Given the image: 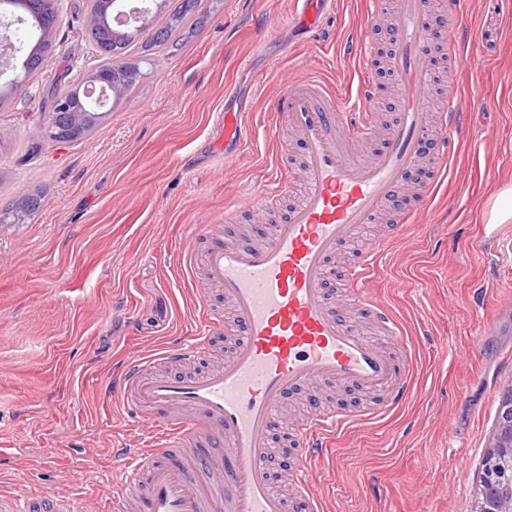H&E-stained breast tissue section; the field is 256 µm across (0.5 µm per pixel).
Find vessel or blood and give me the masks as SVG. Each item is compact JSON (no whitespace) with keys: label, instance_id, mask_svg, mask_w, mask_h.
Wrapping results in <instances>:
<instances>
[{"label":"vessel or blood","instance_id":"vessel-or-blood-1","mask_svg":"<svg viewBox=\"0 0 512 512\" xmlns=\"http://www.w3.org/2000/svg\"><path fill=\"white\" fill-rule=\"evenodd\" d=\"M449 32L444 57L449 70L461 63L456 35L468 28L463 0H436ZM384 64L399 92L395 117L371 161L358 149L371 135L379 109L374 83H366L357 111L319 82L283 81L276 99L281 120L303 151L304 189L284 223L260 244L225 240V229L204 227L205 246L186 255L184 273L203 269L223 293L239 336L220 366L170 376L150 370L153 360L198 359L223 327L205 297L197 308L201 336L173 344L157 358L127 363L113 389L125 407L150 418L165 433L160 448H125L130 486L145 483L139 512H288L267 472L270 437L283 398L313 385L347 386L384 393L383 408L405 400L410 371L402 348L367 339L349 316L324 295L330 261L359 229L385 212L398 224L372 247L355 250L345 283L346 298L361 306L389 337L397 335L392 309L366 298L385 248L409 213L400 203L408 175L427 144L461 133L464 119L455 78L443 88V110L431 124L427 97L431 76L426 53L434 30L424 0H392L387 14ZM225 150L240 151L247 134L240 113L216 116ZM345 415L315 411L295 427L299 468L296 483L307 488L308 467L321 457ZM0 512H74L68 498L0 492Z\"/></svg>","mask_w":512,"mask_h":512}]
</instances>
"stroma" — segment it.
Here are the masks:
<instances>
[{
  "label": "stroma",
  "instance_id": "stroma-1",
  "mask_svg": "<svg viewBox=\"0 0 512 512\" xmlns=\"http://www.w3.org/2000/svg\"><path fill=\"white\" fill-rule=\"evenodd\" d=\"M88 0H60L55 50L33 82L0 101V211L39 189L40 211L0 222V489L64 495L93 512L119 470L113 449L151 443V422L113 400L127 361L195 335L197 294L224 298L183 276L185 248L203 225L232 216V242H261L297 193L268 211L238 214L273 181L277 155L302 182L301 150L275 112L282 80L317 78L348 101L363 79L378 89L376 137L396 89L377 59L387 32L375 23L368 53L344 67L336 50L355 38L373 0H328L309 33L294 27L300 0H200L179 44L143 57L136 90L85 139L37 134L57 88L84 83L98 61L84 35ZM477 57L456 72L465 113L449 144L447 176L426 210L404 225L367 284L391 305L409 343L407 401L368 419L379 395L335 387L289 395V419L271 436L269 472L290 512H470L499 394L512 381V223L486 218L512 186V0H467ZM245 110L242 157L212 151L215 112ZM346 411L332 455L299 467L295 420L311 403Z\"/></svg>",
  "mask_w": 512,
  "mask_h": 512
}]
</instances>
